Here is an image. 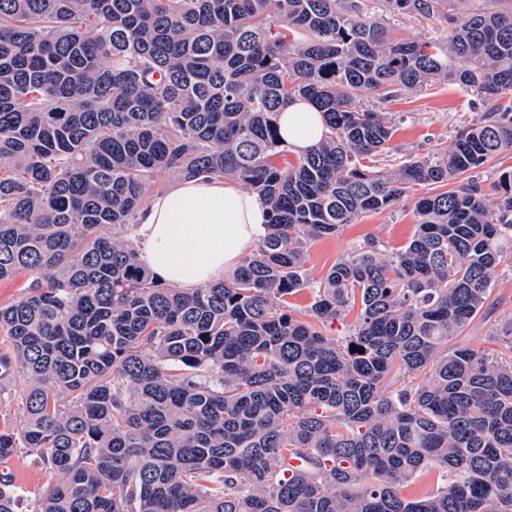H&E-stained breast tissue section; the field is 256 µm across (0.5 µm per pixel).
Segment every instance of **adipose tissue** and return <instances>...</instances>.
I'll use <instances>...</instances> for the list:
<instances>
[{"label": "adipose tissue", "mask_w": 512, "mask_h": 512, "mask_svg": "<svg viewBox=\"0 0 512 512\" xmlns=\"http://www.w3.org/2000/svg\"><path fill=\"white\" fill-rule=\"evenodd\" d=\"M280 135L298 154L325 135L324 120L299 99L279 117ZM268 209L236 180L180 178L138 214L129 237L139 259L163 282L195 289L231 274L265 233Z\"/></svg>", "instance_id": "adipose-tissue-1"}]
</instances>
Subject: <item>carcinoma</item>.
Listing matches in <instances>:
<instances>
[{
    "instance_id": "1",
    "label": "carcinoma",
    "mask_w": 512,
    "mask_h": 512,
    "mask_svg": "<svg viewBox=\"0 0 512 512\" xmlns=\"http://www.w3.org/2000/svg\"><path fill=\"white\" fill-rule=\"evenodd\" d=\"M377 2L448 29L415 39L344 0H0V281L36 275L0 307L30 379L0 459L62 475L35 512H512V320L490 354L457 342L512 249V167L493 204L466 177L512 149V0ZM439 79L480 123L374 170L394 119L368 99ZM297 97L328 132L291 163L276 116ZM166 173L268 206L231 275L177 288L98 234ZM404 197L407 244L310 276L309 240ZM428 469L447 485L408 499ZM18 500L1 475L0 512Z\"/></svg>"
}]
</instances>
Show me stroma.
I'll list each match as a JSON object with an SVG mask.
<instances>
[{
	"label": "stroma",
	"mask_w": 512,
	"mask_h": 512,
	"mask_svg": "<svg viewBox=\"0 0 512 512\" xmlns=\"http://www.w3.org/2000/svg\"><path fill=\"white\" fill-rule=\"evenodd\" d=\"M380 111L395 117L392 152L380 165L391 172L410 154H424L433 148H451L457 131L479 122L483 108L474 97L450 81L427 86L417 93H404L381 103ZM416 225L412 198H402L382 212L361 214L336 234L310 240L307 244V269L321 277L331 265L357 245L376 241L386 253L398 250L412 237ZM512 320V253L498 269V275L484 310L459 337L460 343L482 352L491 348L495 328ZM29 380L18 365L0 367V431L13 427L19 416L18 399ZM9 474L21 494L17 512H35L39 498L55 484L59 473L25 448L0 461V474Z\"/></svg>",
	"instance_id": "1"
}]
</instances>
